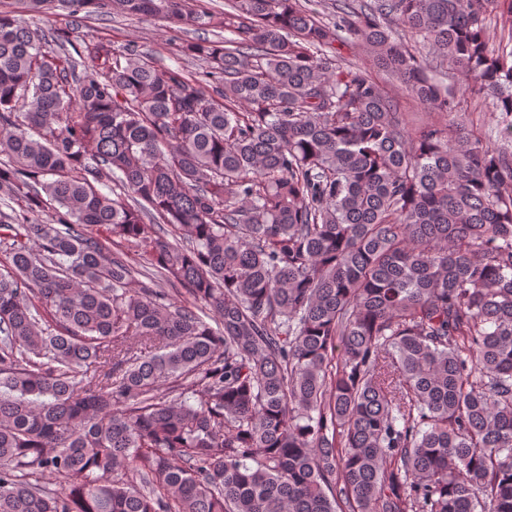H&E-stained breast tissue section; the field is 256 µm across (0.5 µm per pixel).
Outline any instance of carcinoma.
<instances>
[{
	"instance_id": "carcinoma-1",
	"label": "carcinoma",
	"mask_w": 512,
	"mask_h": 512,
	"mask_svg": "<svg viewBox=\"0 0 512 512\" xmlns=\"http://www.w3.org/2000/svg\"><path fill=\"white\" fill-rule=\"evenodd\" d=\"M24 3L71 21L0 12V512H512V0ZM110 5L224 40L75 47ZM21 5L18 4L17 0H0V10H9L13 9L17 12L18 18L20 20L32 28L40 27V28H47V27H56V28H65L68 26V22H70L71 18L67 17L66 15H57V14H48V15H37L32 14L26 11H23V9H20ZM490 16L487 28L488 47L490 50H497L501 37L508 33V28L512 27V17L501 15L497 10L489 7ZM340 48L343 63L370 72L379 82L380 88L399 105L400 112H408L413 126H422L439 119L436 112H431L393 77L385 75L373 62L371 55L360 45L349 42Z\"/></svg>"
}]
</instances>
